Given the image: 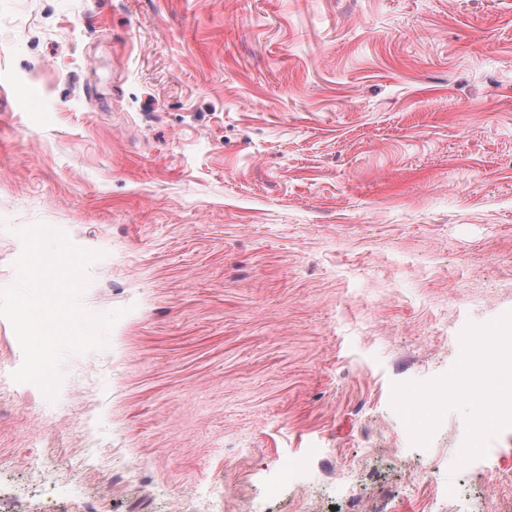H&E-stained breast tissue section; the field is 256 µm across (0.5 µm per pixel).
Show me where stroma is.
<instances>
[{
    "label": "stroma",
    "mask_w": 512,
    "mask_h": 512,
    "mask_svg": "<svg viewBox=\"0 0 512 512\" xmlns=\"http://www.w3.org/2000/svg\"><path fill=\"white\" fill-rule=\"evenodd\" d=\"M37 221L123 315L53 400L0 317V512H512V0H0V287ZM512 334V323L509 324H496L485 328L484 330L472 335L474 336L469 346L464 350L465 358H469L471 352L479 345L483 344L484 336H499L503 341L508 342ZM487 407L485 414L480 420L481 427L493 426L495 424L512 419V379H501L496 388L486 394Z\"/></svg>",
    "instance_id": "35a3bbf8"
}]
</instances>
